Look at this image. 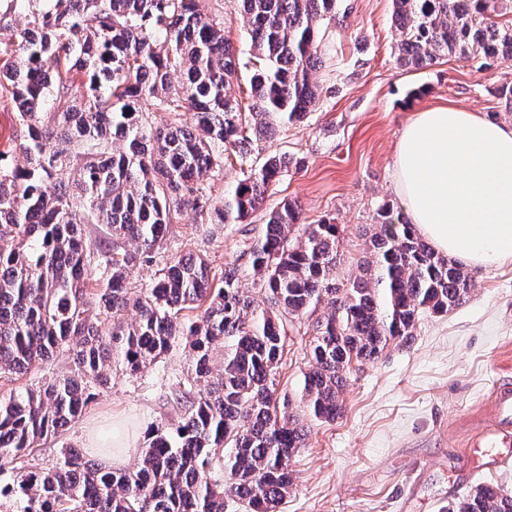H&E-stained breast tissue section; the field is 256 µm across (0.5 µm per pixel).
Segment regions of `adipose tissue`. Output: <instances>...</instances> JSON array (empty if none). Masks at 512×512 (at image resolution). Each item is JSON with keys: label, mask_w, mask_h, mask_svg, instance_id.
<instances>
[{"label": "adipose tissue", "mask_w": 512, "mask_h": 512, "mask_svg": "<svg viewBox=\"0 0 512 512\" xmlns=\"http://www.w3.org/2000/svg\"><path fill=\"white\" fill-rule=\"evenodd\" d=\"M394 182L437 252L472 267L512 261V125L449 106L417 113L398 140Z\"/></svg>", "instance_id": "ef3b65f1"}]
</instances>
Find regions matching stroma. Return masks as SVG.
Here are the masks:
<instances>
[{
    "mask_svg": "<svg viewBox=\"0 0 512 512\" xmlns=\"http://www.w3.org/2000/svg\"><path fill=\"white\" fill-rule=\"evenodd\" d=\"M343 25L332 27L322 65L313 80L318 105L302 122L285 125L259 142L247 162L225 166L208 182L213 208L244 172L271 153L296 159L268 198H288L302 208L307 224L330 222L343 232L331 277L354 279L367 258L366 241L383 204L402 210L395 190L396 144L417 112L452 105L492 121L512 123V108L496 90L512 83V61L480 68L478 61L443 57L419 69L398 67L392 0H347ZM23 131L0 93V165L24 163ZM265 217L256 212L244 224L184 219L173 224L157 254H200L213 272L240 255L257 236ZM475 287L465 303L445 315L424 314L406 347L392 346L373 362L353 367L343 393L344 412L333 422L303 417L304 447L290 460L293 488L277 512H446L449 503L481 482L512 490V445L499 460L484 459L486 443L476 442L490 423L498 386H512V263L476 269ZM323 315L315 310L296 320L284 343L276 375L277 396L297 399L309 368V340ZM72 358L58 351L47 364L21 376L0 378V395L68 374ZM192 367L185 346L135 375L113 363L111 383L101 389L80 419L58 436L41 441L16 468L0 472V487L17 484L18 471L44 470L69 448L100 459L91 433L119 429L131 440L121 465L134 468L148 433L176 423L169 397Z\"/></svg>",
    "mask_w": 512,
    "mask_h": 512,
    "instance_id": "obj_1",
    "label": "stroma"
}]
</instances>
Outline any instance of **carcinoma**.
<instances>
[{
	"label": "carcinoma",
	"instance_id": "cac0c4a2",
	"mask_svg": "<svg viewBox=\"0 0 512 512\" xmlns=\"http://www.w3.org/2000/svg\"><path fill=\"white\" fill-rule=\"evenodd\" d=\"M45 2L0 48V86H11L27 161L0 167V240L12 241L0 249V374H23L63 347L73 351L74 368L0 397V470L79 419L93 389L108 383L110 362L137 373L183 340L193 376L172 393L182 412L175 429H154L134 470L65 450L55 467L20 476L22 512H224L228 495L252 512H276L292 489L290 458L306 439L291 401L276 396L287 327L326 304L297 407L334 422L352 364L408 342L423 313L455 309L474 282L382 207L369 238L375 260L339 286L329 276L340 225L302 227L297 204L283 200L266 210L260 237L244 243L247 269L232 264L216 276L204 257L174 256L154 284L131 295L130 274L156 262L173 221L211 214L203 178L223 170L231 153L246 160L280 123L301 122L316 106L320 32L346 17L345 0H239L250 106L234 90L233 42L202 0ZM392 6L402 68L452 56L478 59L482 69L512 60V20L498 21L512 13V0ZM173 72L181 75L177 86ZM79 78L85 93L46 124L40 109L71 94ZM144 101L164 120L148 122ZM74 149L82 165L64 180ZM288 163L268 155L227 191L219 219L247 222ZM85 224L111 231L112 244L98 246L95 262ZM245 273L271 308L259 311L244 295ZM130 307L135 321L103 330L102 317ZM190 309L200 314L187 323L182 312ZM216 463L228 483L212 481ZM447 512H512V491L482 482Z\"/></svg>",
	"mask_w": 512,
	"mask_h": 512
}]
</instances>
